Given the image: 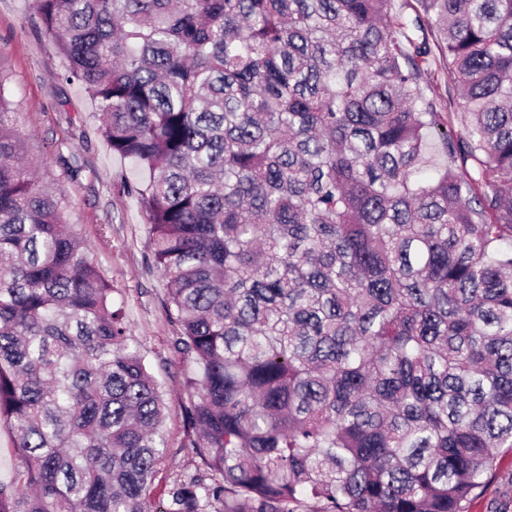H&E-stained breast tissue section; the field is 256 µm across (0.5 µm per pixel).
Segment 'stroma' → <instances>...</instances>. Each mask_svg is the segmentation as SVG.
I'll return each mask as SVG.
<instances>
[{
    "label": "stroma",
    "mask_w": 512,
    "mask_h": 512,
    "mask_svg": "<svg viewBox=\"0 0 512 512\" xmlns=\"http://www.w3.org/2000/svg\"><path fill=\"white\" fill-rule=\"evenodd\" d=\"M0 68L10 78L13 125L26 135L42 177L64 189L67 221L88 245L114 301L123 305L131 344L163 391L166 453L154 494L162 500L165 485L196 472L182 416L195 367L174 346L176 327L164 308L166 283L153 262L148 216L131 193L140 174L106 146L83 89L60 79L61 60L29 0H0ZM69 160L82 169L78 179L67 174ZM466 512H512V449L498 450L491 475L472 493Z\"/></svg>",
    "instance_id": "stroma-1"
}]
</instances>
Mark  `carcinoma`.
I'll return each instance as SVG.
<instances>
[{"label":"carcinoma","mask_w":512,"mask_h":512,"mask_svg":"<svg viewBox=\"0 0 512 512\" xmlns=\"http://www.w3.org/2000/svg\"><path fill=\"white\" fill-rule=\"evenodd\" d=\"M31 8L147 173L200 467L152 507L162 392L0 68V512H464L512 448V0ZM446 60L441 55L436 53L435 59L432 62L431 70L425 72L422 75V85L426 87L429 86L431 91L426 90L427 94L432 96V92L434 96L441 101L444 106H448V86L447 78H446ZM19 461L12 448L10 434L5 427L0 429V481L8 482L14 475Z\"/></svg>","instance_id":"obj_1"}]
</instances>
